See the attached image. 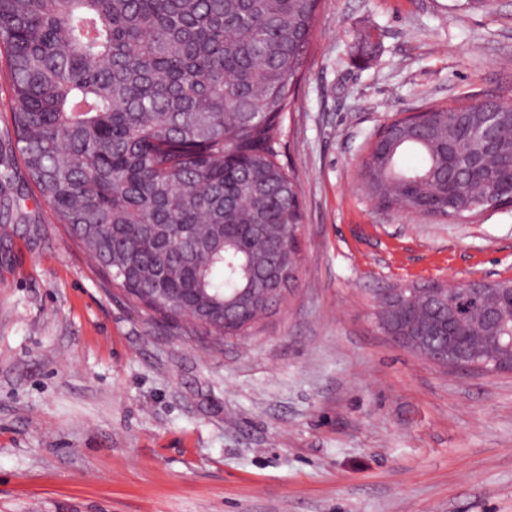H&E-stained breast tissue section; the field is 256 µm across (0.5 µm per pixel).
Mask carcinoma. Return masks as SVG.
Here are the masks:
<instances>
[{
  "instance_id": "obj_1",
  "label": "carcinoma",
  "mask_w": 512,
  "mask_h": 512,
  "mask_svg": "<svg viewBox=\"0 0 512 512\" xmlns=\"http://www.w3.org/2000/svg\"><path fill=\"white\" fill-rule=\"evenodd\" d=\"M320 0H0V56L16 107L11 154L33 194L96 262L104 281L159 322L193 318L214 344L269 314L301 263L297 178L279 162L281 128L307 64ZM500 147L481 180L448 165ZM512 108L492 98L432 104L371 140L358 170L386 208L465 218L509 195ZM13 166L0 165L3 213ZM483 290L423 294L398 310L417 335L457 314L460 350L482 335Z\"/></svg>"
}]
</instances>
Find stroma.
Listing matches in <instances>:
<instances>
[{
	"instance_id": "stroma-1",
	"label": "stroma",
	"mask_w": 512,
	"mask_h": 512,
	"mask_svg": "<svg viewBox=\"0 0 512 512\" xmlns=\"http://www.w3.org/2000/svg\"><path fill=\"white\" fill-rule=\"evenodd\" d=\"M492 95L512 101V0H322L279 157L298 276L219 345L107 292L22 201L0 223V512H512V371L377 325L388 289L512 279V206L427 217L357 182L397 113ZM430 356L432 358L431 361L448 368L487 370L488 361L479 362L477 357L464 358L456 355L449 339L448 347L446 349L434 351L430 348Z\"/></svg>"
}]
</instances>
